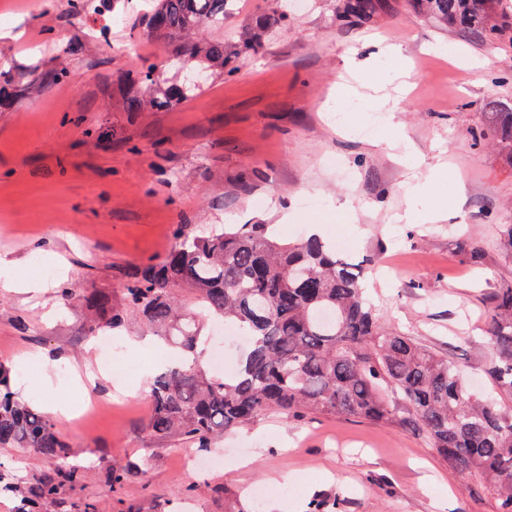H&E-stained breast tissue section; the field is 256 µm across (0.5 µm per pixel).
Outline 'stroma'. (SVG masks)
<instances>
[{"instance_id": "35a3bbf8", "label": "stroma", "mask_w": 512, "mask_h": 512, "mask_svg": "<svg viewBox=\"0 0 512 512\" xmlns=\"http://www.w3.org/2000/svg\"><path fill=\"white\" fill-rule=\"evenodd\" d=\"M305 2L201 94L140 112L124 108V76L164 55L144 32L146 0L112 11L90 0L78 16L69 0H18L0 23V78L26 88L0 106V259L47 286L0 288V361L28 403L50 381L71 412L49 419L86 472L36 512L88 502L95 512H174L181 502L241 512L258 488L263 512H308L317 497L341 498V512H500L421 433L337 414L261 415L218 442L221 463L196 473L182 465L189 444L147 430L159 339L129 323L113 335V368L100 367L86 296L120 304L123 270L162 259L177 225L271 224L290 241L293 228L317 224L362 262L383 326L460 365L472 391L489 390L485 325L496 289L512 286V257L496 246L499 226L512 224V164L491 136L494 113L512 108V43L428 19L413 0H378L370 17L346 19L344 0ZM375 34L411 65L408 94L332 113L354 67L390 85L384 57L355 51ZM59 69L62 84L49 77ZM391 112L403 136L396 150L386 142ZM336 158L352 180L337 176ZM431 169L436 179L413 198L414 173ZM307 195L317 208L301 205ZM440 209L445 218L430 221ZM471 237L485 245L474 265L460 255ZM36 351L44 361L27 363ZM115 467L127 472L120 489L104 479Z\"/></svg>"}]
</instances>
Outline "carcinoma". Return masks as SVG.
<instances>
[{"label": "carcinoma", "mask_w": 512, "mask_h": 512, "mask_svg": "<svg viewBox=\"0 0 512 512\" xmlns=\"http://www.w3.org/2000/svg\"><path fill=\"white\" fill-rule=\"evenodd\" d=\"M229 0H151L149 35L166 42L179 68L223 74L239 49L256 52L264 35L287 14L271 10L239 37L224 43ZM424 15L445 24L487 30L504 38L512 24L498 14L500 0H414ZM373 0H346L341 17L367 16ZM211 29L202 43L186 38ZM166 66L151 62L133 73L137 89L124 106L140 112L190 96L194 86L167 84ZM494 139L512 163V108L495 113ZM123 307L92 293L86 297L102 334L134 314L185 358L150 386L147 429L156 438L178 436L198 448L238 430L261 414L334 413L388 425H413L429 447L458 472L472 476L512 512V287L497 290L486 339L495 359L488 376L495 397L472 393L457 366L411 336L381 325L360 284L358 264L321 237L281 241L268 224H226L206 237L180 226L175 244L157 263L124 272ZM236 324L250 336L235 372L208 374L197 351L201 327L194 310ZM0 447L30 448L48 468L26 483L3 482L53 500L83 472L68 463L69 444L38 409L13 391L11 368L0 362Z\"/></svg>", "instance_id": "cac0c4a2"}]
</instances>
